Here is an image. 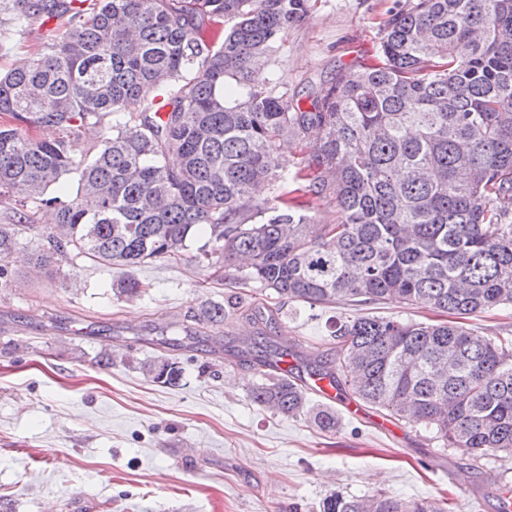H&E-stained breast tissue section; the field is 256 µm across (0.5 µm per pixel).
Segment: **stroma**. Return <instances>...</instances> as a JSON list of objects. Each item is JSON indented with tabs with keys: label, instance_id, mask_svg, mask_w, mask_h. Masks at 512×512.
<instances>
[{
	"label": "stroma",
	"instance_id": "1",
	"mask_svg": "<svg viewBox=\"0 0 512 512\" xmlns=\"http://www.w3.org/2000/svg\"><path fill=\"white\" fill-rule=\"evenodd\" d=\"M309 3L256 76L306 106L336 73L375 63L398 0ZM46 216L35 214L0 279V498L10 512H319L330 493L379 491L445 493L455 512H498L512 493V456L472 461L422 425L380 427L382 411L351 415L334 403L327 433L255 405L253 372L232 355L253 334L239 315L195 340L170 333L147 344L153 327L248 286L211 280L187 260H155L133 268L143 293L128 302L112 295L114 271L81 256L32 273L26 257L45 242ZM268 302L279 303L273 294ZM282 306L272 337L310 360L332 358L331 333L348 317H432L393 304ZM104 347L114 355L107 368ZM162 357L181 367L179 386L143 372Z\"/></svg>",
	"mask_w": 512,
	"mask_h": 512
}]
</instances>
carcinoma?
<instances>
[{
  "label": "carcinoma",
  "instance_id": "1",
  "mask_svg": "<svg viewBox=\"0 0 512 512\" xmlns=\"http://www.w3.org/2000/svg\"><path fill=\"white\" fill-rule=\"evenodd\" d=\"M308 0H0V28L56 19L26 63L0 73V260L19 245L32 210L55 213L54 266L74 250L119 272L112 292L141 296L130 269L193 255L211 277L258 285L246 300L202 304L191 337L230 313L257 326L250 400L311 414L325 432L336 412L263 368L292 354L267 330L281 308L267 290L311 306L389 302L456 317L423 323L354 316L336 328L334 364L308 374L344 382L396 421L424 424L474 460L512 455V340L462 320L512 305V0H405L381 30L377 62L341 72L305 109L252 83ZM233 25L214 45L208 32ZM139 109L123 116L126 105ZM52 129L56 137L41 136ZM94 132L85 154L74 143ZM292 139L306 168L272 172L269 153ZM179 165L166 164L169 155ZM78 174L72 199L48 189ZM274 202L258 203L259 185ZM336 202L340 219L308 236L291 198ZM255 223L247 224L246 219ZM156 383L182 369L142 365ZM320 512H448L438 500L334 494Z\"/></svg>",
  "mask_w": 512,
  "mask_h": 512
}]
</instances>
